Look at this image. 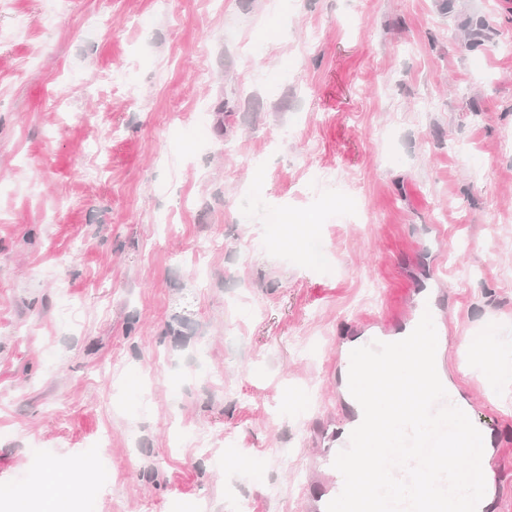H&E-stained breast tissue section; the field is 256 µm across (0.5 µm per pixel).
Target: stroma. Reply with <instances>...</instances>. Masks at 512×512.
Wrapping results in <instances>:
<instances>
[{
    "label": "stroma",
    "mask_w": 512,
    "mask_h": 512,
    "mask_svg": "<svg viewBox=\"0 0 512 512\" xmlns=\"http://www.w3.org/2000/svg\"><path fill=\"white\" fill-rule=\"evenodd\" d=\"M432 269L512 512V0H0V489L107 432L93 512H299Z\"/></svg>",
    "instance_id": "obj_1"
}]
</instances>
